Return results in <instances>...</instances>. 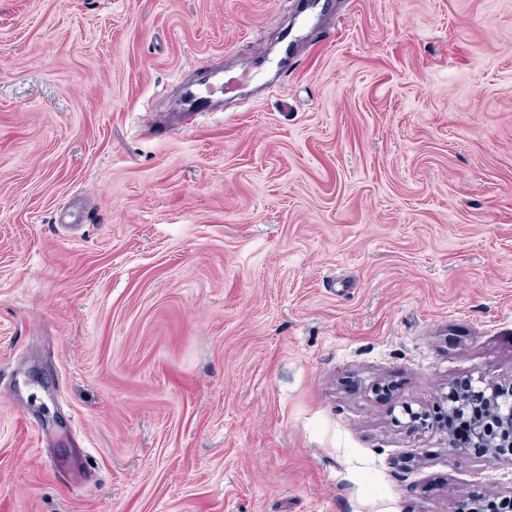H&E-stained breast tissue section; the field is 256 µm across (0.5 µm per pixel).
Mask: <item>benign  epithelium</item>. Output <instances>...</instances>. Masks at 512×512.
Listing matches in <instances>:
<instances>
[{
	"instance_id": "1",
	"label": "benign epithelium",
	"mask_w": 512,
	"mask_h": 512,
	"mask_svg": "<svg viewBox=\"0 0 512 512\" xmlns=\"http://www.w3.org/2000/svg\"><path fill=\"white\" fill-rule=\"evenodd\" d=\"M441 402L449 416L466 419L470 428V440L466 442L448 435V455L474 450L494 465L512 468V378L456 382L442 394ZM401 416L405 419L402 426L415 432L435 426L426 412L407 403L402 405Z\"/></svg>"
}]
</instances>
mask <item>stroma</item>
Listing matches in <instances>:
<instances>
[{
  "instance_id": "35a3bbf8",
  "label": "stroma",
  "mask_w": 512,
  "mask_h": 512,
  "mask_svg": "<svg viewBox=\"0 0 512 512\" xmlns=\"http://www.w3.org/2000/svg\"><path fill=\"white\" fill-rule=\"evenodd\" d=\"M303 11L0 0V512L512 486L394 421L512 377V0H332L278 67Z\"/></svg>"
}]
</instances>
